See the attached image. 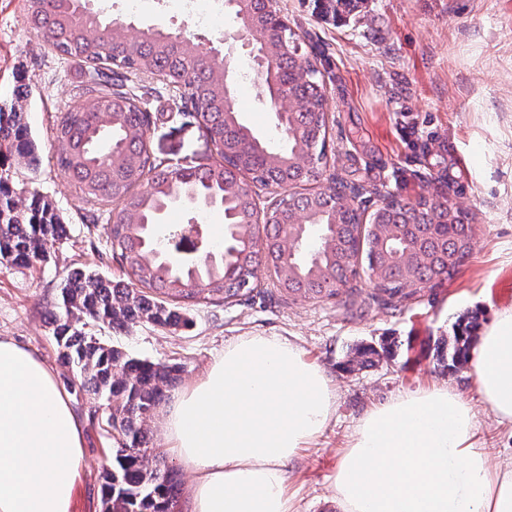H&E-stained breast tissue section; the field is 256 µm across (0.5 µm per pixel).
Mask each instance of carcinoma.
<instances>
[{
  "label": "carcinoma",
  "mask_w": 512,
  "mask_h": 512,
  "mask_svg": "<svg viewBox=\"0 0 512 512\" xmlns=\"http://www.w3.org/2000/svg\"><path fill=\"white\" fill-rule=\"evenodd\" d=\"M89 2L25 0V11L31 31L54 51L93 68L85 90L94 105L78 98L55 116L54 159L74 179L91 216L106 218L108 256L119 262L128 282H113L88 268L70 271L50 324L73 386L108 410L107 423L119 436L102 476L104 512H170L180 487L173 470L148 447V426L174 389L179 368L131 358L93 339L85 326L180 328L188 323L190 302L254 292L262 266L288 296L334 297L361 269L379 297L401 299L409 281L421 288L452 278L471 253L476 232L450 209L442 192L413 202L392 199L367 214L355 207L343 182L330 205L319 191H296L317 180L327 164L324 84L315 64L305 75L268 71L260 77L298 92L306 114L297 130L280 124L285 145L276 148L242 121L241 110L224 107V58L158 35L129 42L113 29L108 13ZM114 60L127 63V73L157 76L179 92L199 112L218 159L173 166L151 155L150 115L138 95L113 86L100 72L102 65L112 69ZM22 163L37 166V145L21 106L8 112L0 107V260L31 267L47 259L64 228L50 202L14 179L15 166ZM144 181L148 189L141 191ZM257 185L277 188L288 199L286 208L280 200L271 202L272 226L288 223L298 205L305 211L306 229L295 250L277 231L260 234L252 194ZM186 201L224 211L223 242L207 245L192 262L167 251L156 232L160 216ZM313 235L317 244L310 247ZM478 328L474 318L459 320L448 337V370L468 363Z\"/></svg>",
  "instance_id": "cac0c4a2"
}]
</instances>
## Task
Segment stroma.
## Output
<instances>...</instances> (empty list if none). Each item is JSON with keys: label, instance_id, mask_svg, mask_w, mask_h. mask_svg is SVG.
I'll list each match as a JSON object with an SVG mask.
<instances>
[{"label": "stroma", "instance_id": "obj_1", "mask_svg": "<svg viewBox=\"0 0 512 512\" xmlns=\"http://www.w3.org/2000/svg\"><path fill=\"white\" fill-rule=\"evenodd\" d=\"M112 15L138 26H162L193 43L223 46L226 73L246 123L280 144L273 110L258 100L259 84L244 77L246 56L231 13L199 25L180 0H107ZM327 90V168L320 182L363 186L358 206L375 209L388 199L412 201L438 188L469 203L477 239L458 273L411 298L376 299L358 275L337 297L304 299L274 291L271 273L259 288L224 301L188 308V326L175 330L137 323L123 329L89 326L101 343L129 356L177 364L185 389L242 336L296 343L337 389L336 412L323 435L291 469L299 512H338L331 479L356 424L392 396L448 383L473 401L477 437L491 450L512 453V430L498 426L479 403L472 366L455 372L438 365V344L458 318L474 313L487 324L494 309L512 306V0H364L359 12L338 17L321 0H278ZM87 75L86 65L63 59L29 32L22 0H0V106L21 102L41 155L37 171L17 167L54 206L67 226L46 262L30 268L0 263V338L36 354L67 388L86 449L75 512H102L101 472L114 445L106 413L71 390L59 359L49 312L68 271L84 265L120 279L116 260L102 257V227H88L87 206L72 180L54 163L53 117L63 111ZM142 108L151 115L147 147L172 165L208 164L216 154L189 106L159 81L136 80ZM163 225L200 224L213 243L224 237V215L212 207L176 205ZM371 346V364L350 367L355 349Z\"/></svg>", "mask_w": 512, "mask_h": 512}]
</instances>
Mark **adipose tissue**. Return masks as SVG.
Returning <instances> with one entry per match:
<instances>
[{
	"label": "adipose tissue",
	"mask_w": 512,
	"mask_h": 512,
	"mask_svg": "<svg viewBox=\"0 0 512 512\" xmlns=\"http://www.w3.org/2000/svg\"><path fill=\"white\" fill-rule=\"evenodd\" d=\"M480 401L512 428V308L473 351ZM337 390L299 346L242 336L158 425L194 476L192 512H298L287 467L321 436ZM80 425L54 372L0 339V512H73ZM339 512H512V454L476 439L472 403L448 385L401 392L355 426L332 482Z\"/></svg>",
	"instance_id": "obj_1"
}]
</instances>
